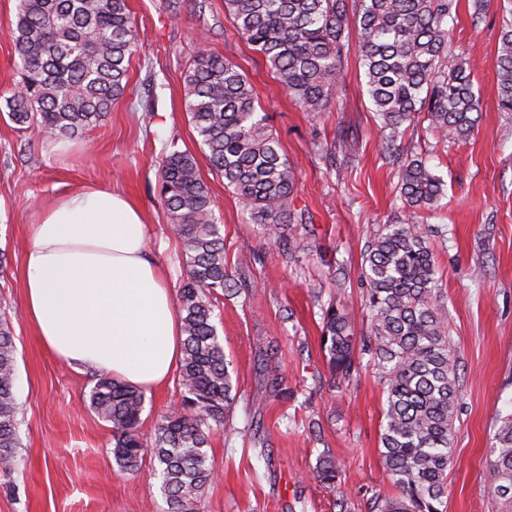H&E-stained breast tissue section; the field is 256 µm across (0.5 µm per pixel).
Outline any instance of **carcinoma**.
<instances>
[{
  "instance_id": "obj_1",
  "label": "carcinoma",
  "mask_w": 512,
  "mask_h": 512,
  "mask_svg": "<svg viewBox=\"0 0 512 512\" xmlns=\"http://www.w3.org/2000/svg\"><path fill=\"white\" fill-rule=\"evenodd\" d=\"M224 12L307 112H324L337 97L351 50L349 24L358 30L383 159L399 168L402 216L366 251L369 331L357 335L347 307L330 302L321 308V344L330 373L340 380H350L365 357L380 373L386 395L381 460L394 494L372 495L368 512H443L460 383L421 212L437 208L445 183L420 154L405 153L400 141L420 116L444 144L467 140L477 125L471 61L455 53L449 38L457 0H224ZM9 37L22 76L7 99L9 117L21 127L36 126L48 140L97 124L126 92L137 42L127 0H17ZM496 81L498 110L512 112V19L506 17ZM183 82L185 110L212 170L224 177L265 239L295 253L294 232L305 224L290 205L297 171L280 153L267 115L256 111L245 72L200 48ZM327 151L350 162L357 143L341 133ZM158 185L171 231L182 244L181 405L160 416L148 441L139 432L144 397L135 386L102 376L90 391L89 407L112 424L120 468L135 471L152 455L169 512H198L213 478L211 436L230 426L236 402L216 309L220 295L240 287L224 264V225L195 156L163 152ZM15 376L16 346L0 319V472L6 476L16 468L20 447ZM264 379L271 396L288 394L277 369L266 370ZM500 422L493 444L495 491L512 506V413ZM339 476L336 456L323 449L314 477L334 491Z\"/></svg>"
}]
</instances>
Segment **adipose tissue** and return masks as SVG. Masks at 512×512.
<instances>
[{
	"label": "adipose tissue",
	"instance_id": "1",
	"mask_svg": "<svg viewBox=\"0 0 512 512\" xmlns=\"http://www.w3.org/2000/svg\"><path fill=\"white\" fill-rule=\"evenodd\" d=\"M29 234L25 309L44 347L141 390L160 388L182 356L181 320L141 210L121 193L87 189L53 200Z\"/></svg>",
	"mask_w": 512,
	"mask_h": 512
}]
</instances>
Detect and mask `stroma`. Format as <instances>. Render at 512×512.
<instances>
[{
    "label": "stroma",
    "instance_id": "35a3bbf8",
    "mask_svg": "<svg viewBox=\"0 0 512 512\" xmlns=\"http://www.w3.org/2000/svg\"><path fill=\"white\" fill-rule=\"evenodd\" d=\"M138 25L129 87L111 112L82 134L48 141L19 128L6 101L20 80L8 29L16 0H0V314L17 349L15 396L21 448L11 487L0 486V512H168L151 460L121 470L112 427L89 408L95 375L59 360L25 316L22 256L28 224L60 195L95 187L124 193L141 207L148 246L171 290L181 279L179 241L158 197L157 166L167 141L199 152L184 106L183 70L199 44L241 65L283 153L298 170L293 209L308 222L293 256L280 255L250 222L207 160L200 173L224 224L229 270L253 255L243 291L221 297L218 332L234 369L237 403L230 430H217L208 450L214 479L200 512H367L372 492L390 493L380 456L385 396L376 367L362 364L356 381H334L321 347L320 307L347 305L355 330H367V246L399 214V177L381 156V135L366 93L358 53L344 65L346 95L327 111H303L280 89L261 56L234 31L224 0H128ZM473 0H459L454 43L475 65L481 112L462 144H435L423 122L405 144L431 145L428 164L446 183L431 225L448 335L459 366L461 395L448 467L447 512H505L493 492V437L498 415L512 412V113L497 109L496 56L500 0L472 27ZM343 131L355 137L354 167L330 166L321 142ZM281 370L288 399L268 396L265 368ZM176 381L146 393L139 432L150 438L159 416L177 408ZM261 432L252 434L253 413ZM330 449L341 465L336 491L315 480L317 458Z\"/></svg>",
    "mask_w": 512,
    "mask_h": 512
}]
</instances>
